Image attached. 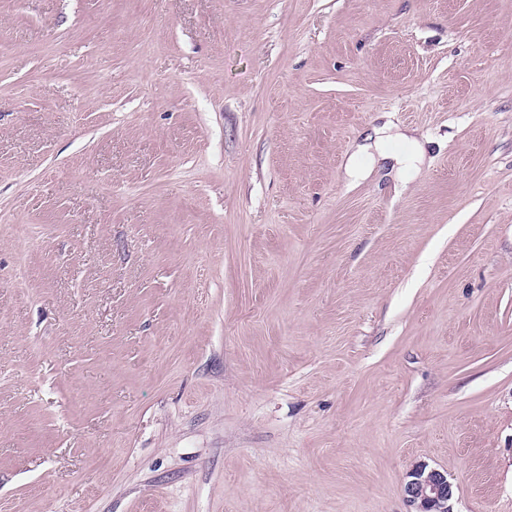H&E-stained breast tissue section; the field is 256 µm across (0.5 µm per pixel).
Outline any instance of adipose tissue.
Wrapping results in <instances>:
<instances>
[{
    "instance_id": "1",
    "label": "adipose tissue",
    "mask_w": 512,
    "mask_h": 512,
    "mask_svg": "<svg viewBox=\"0 0 512 512\" xmlns=\"http://www.w3.org/2000/svg\"><path fill=\"white\" fill-rule=\"evenodd\" d=\"M393 141L403 142L406 146L405 151L389 150L388 145ZM423 156L424 146L418 138L398 131L392 122L387 121L375 128L373 137L367 138L364 143L357 146L346 162L345 172L348 178L361 181L372 175L379 160H393L397 176L395 190L400 193L407 189L409 175L417 171Z\"/></svg>"
}]
</instances>
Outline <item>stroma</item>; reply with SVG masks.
Wrapping results in <instances>:
<instances>
[{
	"label": "stroma",
	"instance_id": "stroma-1",
	"mask_svg": "<svg viewBox=\"0 0 512 512\" xmlns=\"http://www.w3.org/2000/svg\"><path fill=\"white\" fill-rule=\"evenodd\" d=\"M425 158L344 161L384 119ZM512 512V0H0V512ZM454 493V485L438 469L421 464L406 475L404 494L411 509L408 512H452L448 503Z\"/></svg>",
	"mask_w": 512,
	"mask_h": 512
}]
</instances>
